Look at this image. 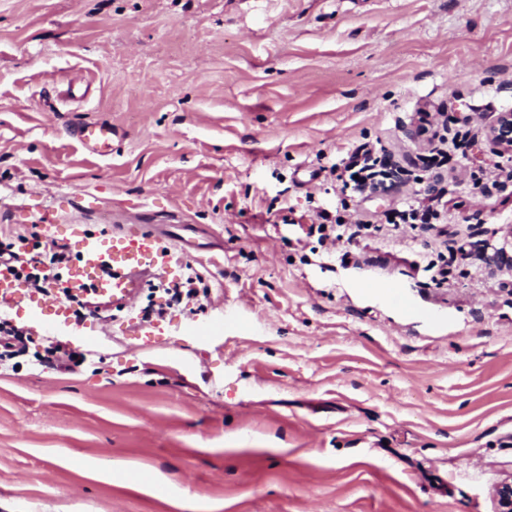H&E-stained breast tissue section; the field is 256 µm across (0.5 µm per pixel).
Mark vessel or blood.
Instances as JSON below:
<instances>
[{"label": "vessel or blood", "mask_w": 512, "mask_h": 512, "mask_svg": "<svg viewBox=\"0 0 512 512\" xmlns=\"http://www.w3.org/2000/svg\"><path fill=\"white\" fill-rule=\"evenodd\" d=\"M71 136L90 152L108 155L112 148V127L100 123L78 125ZM41 222L48 244L67 243L77 251L78 261L70 267L61 285L74 294L88 291L107 295L113 304L128 308L135 305V290L146 274L160 272L170 263L181 262L186 249L183 236L174 234L166 224H131L93 239L80 225L62 229L52 212H44ZM9 261L0 259V301H23L21 280L11 271Z\"/></svg>", "instance_id": "vessel-or-blood-1"}]
</instances>
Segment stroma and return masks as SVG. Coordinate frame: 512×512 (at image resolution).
I'll use <instances>...</instances> for the list:
<instances>
[{
  "label": "stroma",
  "instance_id": "1",
  "mask_svg": "<svg viewBox=\"0 0 512 512\" xmlns=\"http://www.w3.org/2000/svg\"><path fill=\"white\" fill-rule=\"evenodd\" d=\"M446 142L422 168L421 112ZM512 0H0V249L188 224L184 266L0 361V512H495L512 479ZM111 124L101 157L69 134ZM367 142L399 172L343 199ZM444 192L439 224L388 212ZM97 208H89L90 198ZM366 221L320 242L321 210ZM450 259L446 282L425 259ZM196 271L158 344L138 310ZM395 285L404 311L377 292ZM223 331L198 339L216 321ZM76 373L41 365L52 343ZM138 465L165 493L108 473ZM489 139L496 150L512 152V112L499 113L489 130Z\"/></svg>",
  "mask_w": 512,
  "mask_h": 512
}]
</instances>
